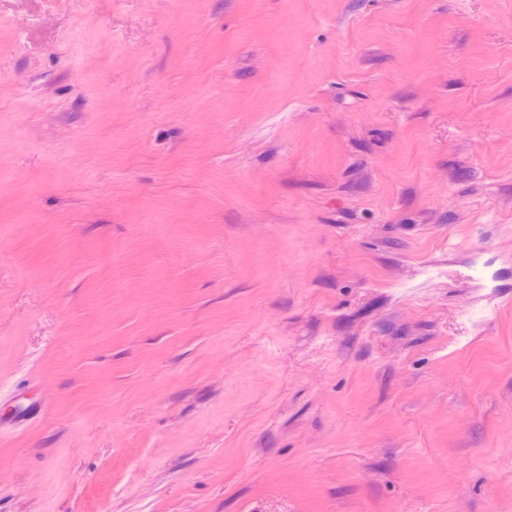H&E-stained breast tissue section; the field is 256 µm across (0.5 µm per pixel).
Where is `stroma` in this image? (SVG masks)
Wrapping results in <instances>:
<instances>
[{
  "instance_id": "obj_1",
  "label": "stroma",
  "mask_w": 512,
  "mask_h": 512,
  "mask_svg": "<svg viewBox=\"0 0 512 512\" xmlns=\"http://www.w3.org/2000/svg\"><path fill=\"white\" fill-rule=\"evenodd\" d=\"M0 512H512V0H0Z\"/></svg>"
}]
</instances>
